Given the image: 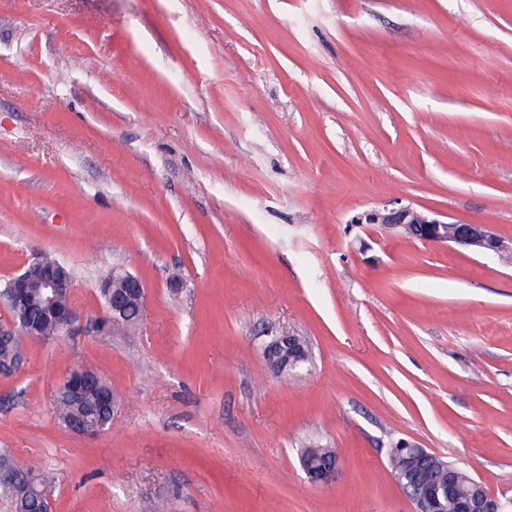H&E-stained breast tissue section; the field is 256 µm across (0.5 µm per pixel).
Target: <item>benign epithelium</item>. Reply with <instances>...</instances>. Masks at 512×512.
<instances>
[{"label": "benign epithelium", "instance_id": "1", "mask_svg": "<svg viewBox=\"0 0 512 512\" xmlns=\"http://www.w3.org/2000/svg\"><path fill=\"white\" fill-rule=\"evenodd\" d=\"M381 224L388 229H397L404 235L423 242L435 244L455 243L465 245L475 253L508 252L512 256V240L503 238L489 228L477 224L455 222L456 235L448 234V222L440 220L411 206L397 202L386 204L358 219V223ZM38 274L28 268L6 281V290L0 293V302L15 315L8 326H0V340L6 341L15 335V330L32 339H46L45 328L54 326L60 330L69 329L75 320L70 302L73 279L68 268L59 263L41 262L36 266ZM112 311V321L118 320L124 305L129 300H143L144 285L140 278L127 274L123 284L116 287L110 283L100 285ZM99 374L88 368L65 378L58 393V401L79 404L88 389L95 385ZM65 426L74 434L92 436L106 429L104 425H90L81 416L71 417ZM402 449L408 454L407 473L411 482L420 477L423 466L434 454L424 448L403 441ZM340 462L327 461L319 467L304 466L309 479L314 483H329L334 480ZM477 493L457 498V512H508L512 501L502 500L489 492L483 483L474 481ZM414 506V512H448V487H436L424 494L415 493L408 497Z\"/></svg>", "mask_w": 512, "mask_h": 512}]
</instances>
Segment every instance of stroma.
<instances>
[{"mask_svg":"<svg viewBox=\"0 0 512 512\" xmlns=\"http://www.w3.org/2000/svg\"><path fill=\"white\" fill-rule=\"evenodd\" d=\"M387 201L512 239V0H0V284L55 260L75 312L0 376V451L52 512H413L400 440L512 499V262L356 223ZM75 368L120 395L90 437ZM100 288L106 298L109 311H112V322H117L118 314H122L127 301L134 299L143 301L144 298L142 280L130 274L123 277V284L120 287H116L112 283H101ZM78 369H72L70 373L76 372ZM99 378L96 371L88 368H83L77 373L68 374L58 393V401L72 404L81 403L88 389L95 385Z\"/></svg>","mask_w":512,"mask_h":512,"instance_id":"obj_1","label":"stroma"}]
</instances>
